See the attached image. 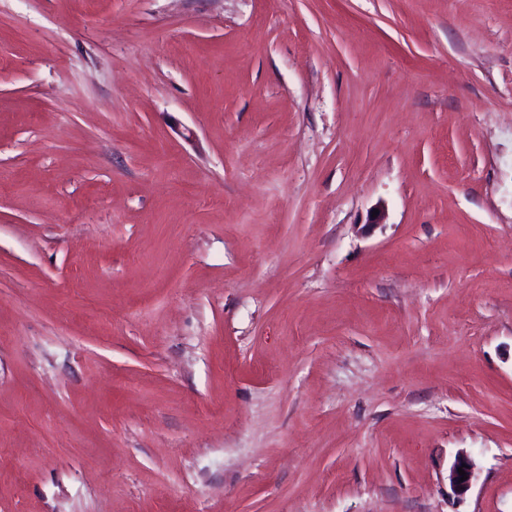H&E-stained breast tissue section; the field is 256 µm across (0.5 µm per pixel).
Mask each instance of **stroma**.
<instances>
[{"mask_svg":"<svg viewBox=\"0 0 512 512\" xmlns=\"http://www.w3.org/2000/svg\"><path fill=\"white\" fill-rule=\"evenodd\" d=\"M0 512H512V0H0ZM462 464H465V467H462ZM459 467H462L467 475V479L463 480V482H460V478L462 476L459 475ZM476 478L477 465L474 459L466 452H459L451 464L448 472V482L453 494L460 500L464 499V497L471 490Z\"/></svg>","mask_w":512,"mask_h":512,"instance_id":"35a3bbf8","label":"stroma"}]
</instances>
